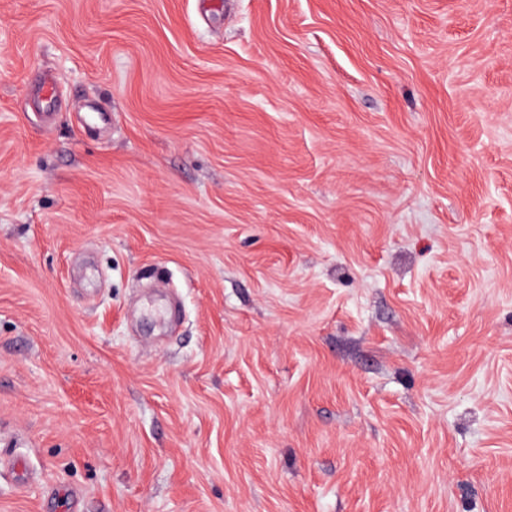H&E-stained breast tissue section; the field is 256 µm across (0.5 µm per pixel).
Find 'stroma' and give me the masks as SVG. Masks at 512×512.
I'll return each mask as SVG.
<instances>
[{"label":"stroma","mask_w":512,"mask_h":512,"mask_svg":"<svg viewBox=\"0 0 512 512\" xmlns=\"http://www.w3.org/2000/svg\"><path fill=\"white\" fill-rule=\"evenodd\" d=\"M0 512H512V0H0Z\"/></svg>","instance_id":"stroma-1"}]
</instances>
